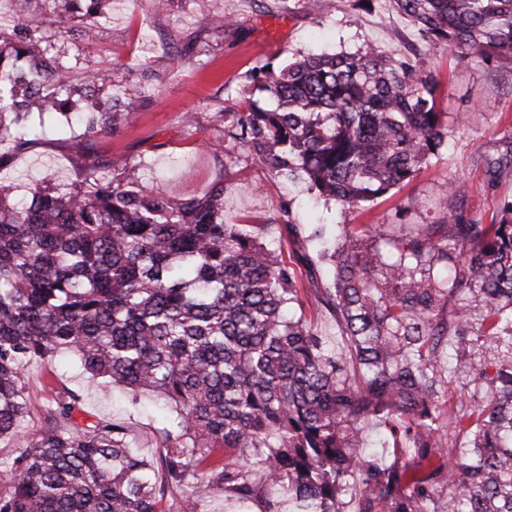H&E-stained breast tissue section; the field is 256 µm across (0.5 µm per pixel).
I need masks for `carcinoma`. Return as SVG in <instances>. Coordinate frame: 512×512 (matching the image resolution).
I'll list each match as a JSON object with an SVG mask.
<instances>
[{
  "label": "carcinoma",
  "instance_id": "carcinoma-1",
  "mask_svg": "<svg viewBox=\"0 0 512 512\" xmlns=\"http://www.w3.org/2000/svg\"><path fill=\"white\" fill-rule=\"evenodd\" d=\"M72 1L85 2V38H100L101 0ZM352 8L398 13L429 49L512 65V0ZM22 58L28 67L0 82V170L43 139L33 108L69 128L77 119L89 137L140 107L129 81L116 104L78 107L69 73L44 68L41 41L18 22L0 35V69ZM248 81L215 113L224 134L341 210L371 211L448 144L440 81L414 52L305 55L256 66ZM480 162L492 186L512 175V132ZM441 212L400 239L387 224L308 225L297 258L333 337L290 313L304 285L276 250L224 223L222 181L173 201L140 183L137 164L94 162L79 183L29 201L0 186V441L38 405L44 414L0 458V512H166L192 480L179 512L226 488L245 500L280 490L289 512H512V195L488 224L451 189ZM472 333L497 356L495 373H479L482 400L449 411L441 388L474 370ZM63 352L135 405L144 393L166 401L152 456L120 423L80 424L76 393L43 402L28 391L26 368Z\"/></svg>",
  "mask_w": 512,
  "mask_h": 512
}]
</instances>
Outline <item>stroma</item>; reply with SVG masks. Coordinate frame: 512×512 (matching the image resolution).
<instances>
[{
  "label": "stroma",
  "instance_id": "35a3bbf8",
  "mask_svg": "<svg viewBox=\"0 0 512 512\" xmlns=\"http://www.w3.org/2000/svg\"><path fill=\"white\" fill-rule=\"evenodd\" d=\"M105 36L89 42L79 35L81 20L64 0H0V29L12 31L27 20L49 47V57L65 66L75 85L98 75L95 95L114 97L122 79L137 83L142 106L111 133L90 139L52 134L0 170V184L13 196H28L34 186L68 185L92 161L141 164L147 188L176 200L207 194L224 181V220L249 224L306 280L297 261V239L278 224L282 201H293L300 224H388L394 235L413 234L439 217L445 188L455 190L467 214L489 219L500 197L512 195V177L489 187L478 162L495 140L512 129V67L488 68L480 59L458 60L448 50L427 52L421 66L439 74L451 137L441 155L409 185L381 199L370 212H341L335 204L312 203L301 186L276 177L247 158L216 122L243 89L242 74L261 64H279L322 52L377 48L394 57L414 42L400 16L388 11L360 13L349 0H210L201 14L198 0H168L154 10L150 0H104ZM237 23L220 26L221 16ZM194 114L187 129L182 117ZM29 391L52 397L68 388L80 397L78 421L109 417L123 423L144 454L156 448L158 406L145 403L129 414L121 390L90 385L67 355L26 371Z\"/></svg>",
  "mask_w": 512,
  "mask_h": 512
}]
</instances>
